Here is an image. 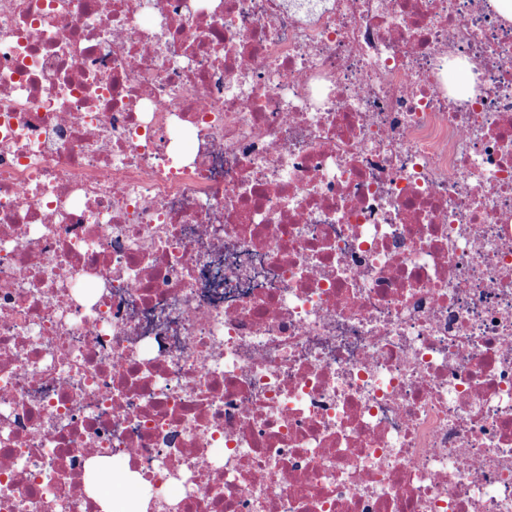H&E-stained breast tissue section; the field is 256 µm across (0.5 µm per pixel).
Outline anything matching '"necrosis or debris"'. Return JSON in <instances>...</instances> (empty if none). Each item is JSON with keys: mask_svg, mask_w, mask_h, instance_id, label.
Listing matches in <instances>:
<instances>
[{"mask_svg": "<svg viewBox=\"0 0 512 512\" xmlns=\"http://www.w3.org/2000/svg\"><path fill=\"white\" fill-rule=\"evenodd\" d=\"M108 462L141 512H512L492 0H0V512Z\"/></svg>", "mask_w": 512, "mask_h": 512, "instance_id": "necrosis-or-debris-1", "label": "necrosis or debris"}]
</instances>
